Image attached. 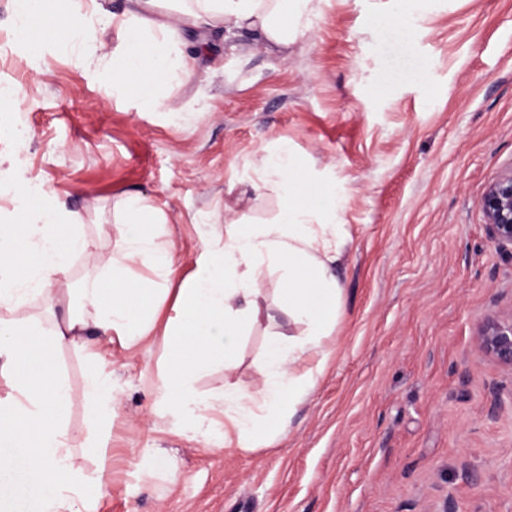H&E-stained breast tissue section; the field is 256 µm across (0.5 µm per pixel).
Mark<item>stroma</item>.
Segmentation results:
<instances>
[{
    "mask_svg": "<svg viewBox=\"0 0 512 512\" xmlns=\"http://www.w3.org/2000/svg\"><path fill=\"white\" fill-rule=\"evenodd\" d=\"M14 20L0 0V120L24 134L0 138V218L15 215L19 187L39 185L115 252L110 225L140 194L166 216L177 289L215 204L249 224L276 215L277 187L257 185L262 150L288 142L342 201L332 360L275 445L225 447L222 396L255 390L269 335L288 330L279 267L264 270L234 368L192 377L214 406L206 435L155 386L161 337L134 354L113 344L108 423L85 396L96 360L59 351L74 462L110 489L95 512H443L449 497L456 512H512V415L489 413L512 375L473 343L484 315L512 312V255L489 241L480 207L512 167V0H325L289 60L261 52L229 70L237 50L216 33L208 69L166 84L155 111L106 95L94 74L120 43L115 25L35 50ZM97 439L102 456L84 455Z\"/></svg>",
    "mask_w": 512,
    "mask_h": 512,
    "instance_id": "1",
    "label": "stroma"
}]
</instances>
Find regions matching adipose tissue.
Instances as JSON below:
<instances>
[{"label":"adipose tissue","mask_w":512,"mask_h":512,"mask_svg":"<svg viewBox=\"0 0 512 512\" xmlns=\"http://www.w3.org/2000/svg\"><path fill=\"white\" fill-rule=\"evenodd\" d=\"M321 0H126L120 14L122 38L112 55V92L148 109H159L162 79L191 78L201 67L210 35L249 36L242 56L287 52L313 33ZM16 36L32 48L52 39L66 45L86 28L79 11L57 0H14ZM198 47L183 51L185 33ZM261 176H273L283 191L274 222L261 226L233 218L232 207L207 217L209 239L188 287L169 296L132 277L140 265L163 278L175 272L172 247L155 240L163 224L145 198L132 197L115 234L119 253L103 254L77 231L74 215L29 191L20 198L22 216L0 221V311H14L29 292L38 293L48 313H60L52 332L38 317L0 318V367L10 394L0 398V469L22 464L26 487L19 500L0 498V512H92L107 486L73 463L64 424L72 408L69 386L56 371L60 348L73 344L98 352L119 342L138 351L152 336L167 341L173 353L159 375L158 389L174 408L189 412L194 431L206 422V401L190 385V365L204 367L215 358L233 364V341L258 312L259 281L265 265L284 264L288 322L297 333L268 340L254 392L224 390V416L234 427L237 445L273 442L287 415L304 403L318 375L327 368L326 344L336 322L339 266L344 240L337 232V202L326 188L312 193L300 161L288 147L262 157ZM84 257L98 276L72 287V257ZM173 298L176 318L162 319L161 307ZM308 363L305 376L295 367Z\"/></svg>","instance_id":"1"}]
</instances>
